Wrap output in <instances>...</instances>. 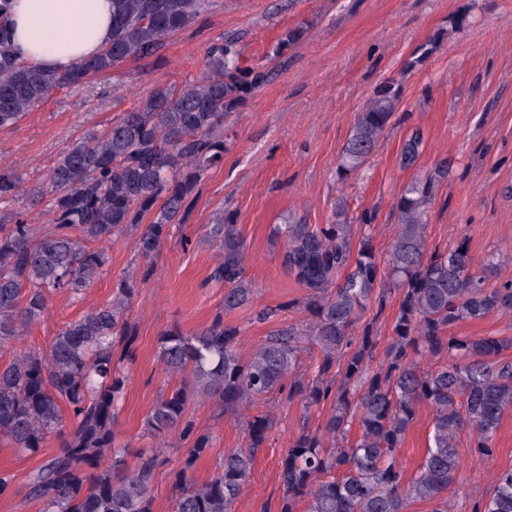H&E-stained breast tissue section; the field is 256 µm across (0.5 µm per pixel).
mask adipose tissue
<instances>
[{
  "label": "adipose tissue",
  "instance_id": "obj_1",
  "mask_svg": "<svg viewBox=\"0 0 512 512\" xmlns=\"http://www.w3.org/2000/svg\"><path fill=\"white\" fill-rule=\"evenodd\" d=\"M15 55L64 72L112 39V0H14L8 21Z\"/></svg>",
  "mask_w": 512,
  "mask_h": 512
}]
</instances>
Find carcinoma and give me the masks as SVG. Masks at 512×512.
<instances>
[{
	"label": "carcinoma",
	"instance_id": "1",
	"mask_svg": "<svg viewBox=\"0 0 512 512\" xmlns=\"http://www.w3.org/2000/svg\"><path fill=\"white\" fill-rule=\"evenodd\" d=\"M0 0V128L14 125L55 90L77 86L131 57L149 56L172 35L194 23L214 0H112V41L95 57L58 74L21 63L4 37L10 4ZM306 35L286 32L274 54L297 46ZM435 36L407 62L414 69L438 49ZM266 78L240 65L238 41L228 36L209 46L206 74L176 87L155 86L135 107L99 136L72 144L40 186L31 205L47 203L56 232L37 236L21 213L0 221V348L15 341L45 315L50 295H80L102 275L106 253L87 246L138 232V251L150 259L172 226L184 220L202 176L224 160V123ZM400 87L379 84L357 114L339 156L345 180L374 152L394 118ZM422 137L404 142L400 165H417ZM448 176V162L411 180L393 203L397 230L380 256L373 245L374 215L364 213V231L353 244L344 205L329 224L288 217L276 228L284 238V264L309 290V318L282 325L243 359L241 329L220 316L192 336L177 329L161 337L159 356L183 383L162 395L147 419L153 431L175 433L189 445L184 466L173 476V512H232L254 456L267 439L273 418L245 417L248 446L224 453L211 478L200 486L187 471L207 453L213 437L194 432L185 419L191 398L203 395L223 409L242 410L259 396L288 391L304 408L330 403L321 428L304 425L281 452L280 512H405L408 501L434 500L448 512L446 493L459 471L456 433L470 426L473 447L486 454L505 412L512 410V361L501 353L512 340L497 336H449L448 326L512 311V283L486 285L466 241L427 250L425 214L435 184ZM220 259L210 279L224 285V309L249 301L243 275L246 244L231 215L211 225ZM28 289L22 294V289ZM377 288L401 297L394 339L377 370L373 326L357 325ZM132 289L120 280L118 297L66 325L46 351L20 352L0 367V442L34 454L54 435L60 448L29 480V494L42 512H154L151 487L159 461L153 448L132 450L116 443L113 426L124 396L131 357L128 301ZM124 348L117 355L118 347ZM319 351L317 371L299 374L304 352ZM446 354L423 370L422 357ZM342 373H336V366ZM433 409L426 455L410 477L398 459L418 404ZM72 422L63 418V405ZM361 433L350 442L353 421ZM135 454L136 468L126 470ZM472 512H512V469L497 474L492 492Z\"/></svg>",
	"mask_w": 512,
	"mask_h": 512
}]
</instances>
